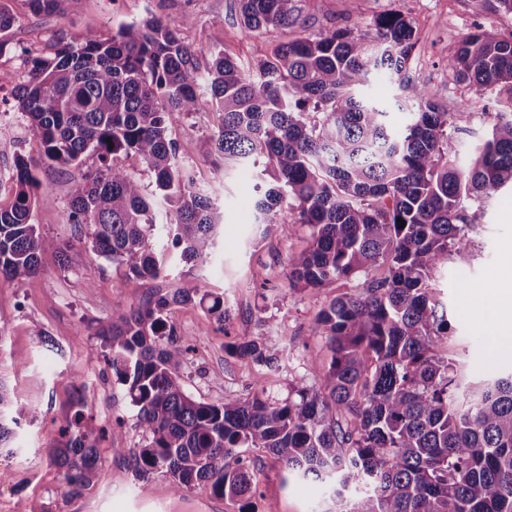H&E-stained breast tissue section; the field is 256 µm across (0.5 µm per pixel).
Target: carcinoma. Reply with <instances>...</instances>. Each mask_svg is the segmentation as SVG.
I'll use <instances>...</instances> for the list:
<instances>
[{"label":"carcinoma","mask_w":512,"mask_h":512,"mask_svg":"<svg viewBox=\"0 0 512 512\" xmlns=\"http://www.w3.org/2000/svg\"><path fill=\"white\" fill-rule=\"evenodd\" d=\"M25 2L40 16L60 12L65 0ZM293 3L239 0L242 24L250 32L286 26L295 21ZM193 23L189 15L179 28L156 18L127 22L109 38L87 32L31 61L17 103L41 139V162L78 168L89 150L98 161L76 184L69 223L85 226L91 251L126 267L129 282L164 274L159 225L183 262L209 260L224 210L216 187L197 182L170 137L182 115L208 110L216 155L257 169L259 236L288 222L308 227L309 246L288 257L291 289L319 291L373 268L384 274L318 311L314 332L330 359L316 382L282 397L261 374L247 394L220 405L186 392L180 370L191 347L169 311L196 303L227 337L224 294L202 293L187 278L136 307L115 306L95 335L145 439L135 476L157 473L176 494L201 486L238 512H257L259 486L245 453L259 448L287 476L326 486L324 512H512V375L460 401L450 322L429 288L448 254H465L467 209L512 187V34L479 27L448 62L459 83L508 90L487 140L459 167L450 130L461 103H438L407 75L415 27L402 14L377 18L369 41L348 28L294 38L251 70L222 50L201 65L181 34ZM374 73L396 77L404 93L409 120L400 130L361 96ZM121 157L144 165L152 190ZM37 167L16 157L12 199L0 206V275L18 290L44 252L66 260V246L32 222ZM224 352L272 373L281 367L254 339L226 341ZM76 391L52 453L72 494L96 475L106 434L86 429L84 385ZM10 404L0 386V450L13 457L20 421L6 418Z\"/></svg>","instance_id":"obj_1"}]
</instances>
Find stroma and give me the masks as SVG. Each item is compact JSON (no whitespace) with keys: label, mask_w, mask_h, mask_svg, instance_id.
Masks as SVG:
<instances>
[{"label":"stroma","mask_w":512,"mask_h":512,"mask_svg":"<svg viewBox=\"0 0 512 512\" xmlns=\"http://www.w3.org/2000/svg\"><path fill=\"white\" fill-rule=\"evenodd\" d=\"M19 21L0 32V70L13 82L0 85V172L12 170L17 156L38 160L39 138L17 107L18 83L28 78L30 60L53 53L60 41L89 31L111 36L120 23L155 17L180 25L194 17L182 36L200 60L222 50L244 66L265 59L272 48L300 35L313 38L347 27L354 34L369 32L379 16L399 12L412 18L415 46L408 73L431 90L436 101L454 98L462 103L452 137L458 163H466L484 142L498 109L496 91H476L456 82L448 60L461 40L477 26L512 33V14L495 9L492 0H295L297 21L285 29L251 33L241 24L238 0H67L63 13L32 16L25 0H8ZM365 99L389 114L393 128H401L407 113L401 92L389 76L377 73L362 89ZM214 116L195 112L174 124L172 136L179 159L197 178L219 188L224 228L215 255L205 264L189 267L179 259L164 230L167 267L163 277L127 282L125 270L98 259L84 246V230L67 223L65 214L80 178L69 167L40 164L36 175L46 191L38 197L34 221L43 233L67 245L69 260L60 265L46 252L41 267L22 290L0 278V382L15 405L33 407L36 421H22L12 441L15 457L0 454V512H237L235 503L197 487L175 495L159 475L134 479L131 448L143 436L136 412L112 373L94 328L112 319L114 305L138 306L147 298L174 288L192 275L202 290L223 293L230 314L226 329L206 323L198 305L171 308L169 319L192 350L181 376L186 391L211 404L227 394L245 393L260 366L241 363L224 352L226 337L256 339L281 368L271 379L279 394L288 387L318 379L328 363V350L313 327L318 311L341 292L356 293L363 276L345 286L314 293L288 287V256L309 244L303 224L282 225L276 237H257L254 216V171L248 166L225 168L210 139ZM466 259L449 257L433 272L431 287L444 303L451 330L448 356L455 359L462 390L512 374V350L493 347L499 324L512 322V310L499 308V295L512 290V190L502 189L470 212ZM41 335H34L33 327ZM87 385L91 418L88 428L105 429L99 442L100 469L79 493H67L50 457L61 427L74 412L75 385ZM123 455H113V448ZM261 496L258 512H324L325 494L307 481L282 482V466L271 454L250 451Z\"/></svg>","instance_id":"stroma-1"}]
</instances>
